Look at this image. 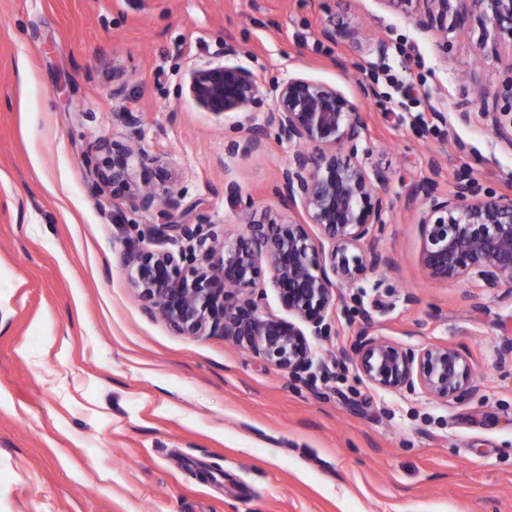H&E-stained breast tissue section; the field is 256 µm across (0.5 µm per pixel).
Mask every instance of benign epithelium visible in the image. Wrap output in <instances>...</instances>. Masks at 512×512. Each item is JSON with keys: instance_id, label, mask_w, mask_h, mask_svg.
<instances>
[{"instance_id": "1", "label": "benign epithelium", "mask_w": 512, "mask_h": 512, "mask_svg": "<svg viewBox=\"0 0 512 512\" xmlns=\"http://www.w3.org/2000/svg\"><path fill=\"white\" fill-rule=\"evenodd\" d=\"M392 10L416 15L423 31L444 38L448 31L480 29L479 49L493 55L512 49V0H381ZM328 41H356L359 28L334 17L322 20ZM189 93L197 105L230 118L256 102L260 85L248 68L224 64L196 69ZM272 120L295 146L282 169L278 192L300 221L247 217V234L220 242L214 234L172 220L169 202L137 192L131 204L157 211L160 248L129 242L125 266L150 318H163L184 336L218 333L239 349L291 376L312 361L308 336H320L336 311L340 290L365 279L387 259L369 244L381 234L393 202L378 173L359 158L365 132L360 107L338 88L292 77L278 88ZM99 154L96 184L129 188L132 150L119 142L94 145ZM315 226L320 236L309 234ZM420 263L431 280L476 277L512 291V191L483 192L469 176L446 194H423L419 207ZM175 245L177 249L168 248ZM279 292L286 320L268 312L265 277ZM356 365L370 385L391 391L416 389L445 402H462L480 391L467 358L457 349L433 345L404 349L363 331Z\"/></svg>"}]
</instances>
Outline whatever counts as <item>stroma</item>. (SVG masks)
Listing matches in <instances>:
<instances>
[{
	"mask_svg": "<svg viewBox=\"0 0 512 512\" xmlns=\"http://www.w3.org/2000/svg\"><path fill=\"white\" fill-rule=\"evenodd\" d=\"M330 15L366 21L370 44L324 39ZM223 63L255 74L262 120L295 76L358 103L363 161L393 202L373 243L389 265L343 288L299 378L147 317L124 242L149 247L160 219L91 175L92 145L113 139L134 147L135 183L203 232L231 242L242 212L291 216L277 185L293 145L273 124L249 143L189 96L194 69ZM511 78L512 49L481 58L380 0H0V512H512V294L427 278L416 224L418 187L512 179L494 131ZM364 327L458 349L480 391L371 386Z\"/></svg>",
	"mask_w": 512,
	"mask_h": 512,
	"instance_id": "1",
	"label": "stroma"
}]
</instances>
